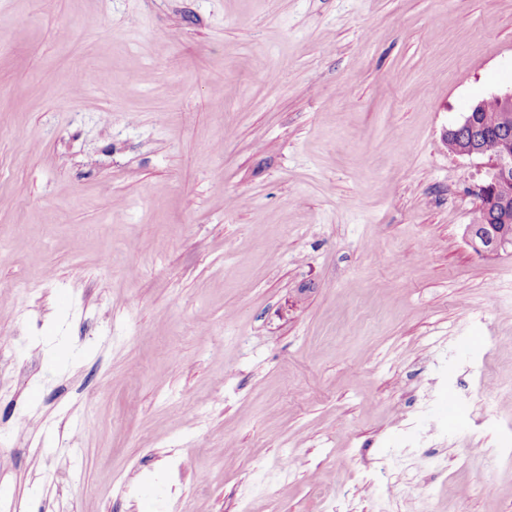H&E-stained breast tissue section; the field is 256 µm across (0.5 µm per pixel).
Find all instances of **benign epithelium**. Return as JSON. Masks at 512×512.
I'll list each match as a JSON object with an SVG mask.
<instances>
[{"mask_svg":"<svg viewBox=\"0 0 512 512\" xmlns=\"http://www.w3.org/2000/svg\"><path fill=\"white\" fill-rule=\"evenodd\" d=\"M491 100L499 103L505 112L504 128L509 135L501 139L498 150L489 155L477 146L475 132L476 113L484 110L486 100L474 104L462 121L446 130L444 140L448 150L462 156H479L488 159L486 178L476 186L479 199H492L496 209L507 215L512 212V89L491 96ZM473 247L483 253H498L501 250L512 249V226L503 225L495 238L486 245H481L477 238H471Z\"/></svg>","mask_w":512,"mask_h":512,"instance_id":"7a95c632","label":"benign epithelium"}]
</instances>
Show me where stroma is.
Instances as JSON below:
<instances>
[{
  "instance_id": "obj_1",
  "label": "stroma",
  "mask_w": 512,
  "mask_h": 512,
  "mask_svg": "<svg viewBox=\"0 0 512 512\" xmlns=\"http://www.w3.org/2000/svg\"><path fill=\"white\" fill-rule=\"evenodd\" d=\"M509 88L512 0H0V512H512ZM490 99L493 101L487 102V99H482L474 104L459 124L446 130L444 140L452 153L488 159L486 178L476 186V195L480 200L491 198L496 204V209L508 215L512 212V113H510L512 112V88L494 94ZM494 101L503 107V112H506L504 129H509V135L503 137L498 150L489 155L479 149L477 137L473 133L476 131V119L478 128L476 134L480 138V145L488 152L495 150L502 125L501 112ZM477 112L479 114L476 118ZM468 131L470 134L467 133ZM493 202L481 201L478 224H475L485 235L494 234L498 224H502V216L496 213ZM471 233V243L479 252L498 253L502 249H512V226L510 224H503V226L496 232L495 238H493L487 246L480 245L475 235V228Z\"/></svg>"
}]
</instances>
